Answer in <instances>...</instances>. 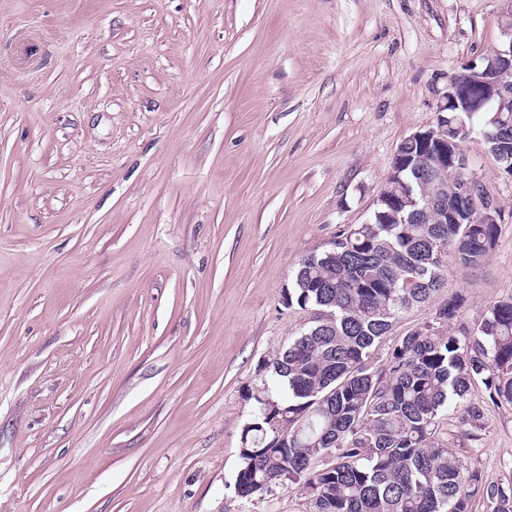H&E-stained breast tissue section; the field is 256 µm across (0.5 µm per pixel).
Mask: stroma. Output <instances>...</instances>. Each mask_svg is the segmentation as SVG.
<instances>
[{"label": "stroma", "instance_id": "1", "mask_svg": "<svg viewBox=\"0 0 512 512\" xmlns=\"http://www.w3.org/2000/svg\"><path fill=\"white\" fill-rule=\"evenodd\" d=\"M512 0H0V512H306L239 497L266 364L307 325L297 264L365 223L450 71ZM449 329L512 293V179ZM512 485V406L478 439Z\"/></svg>", "mask_w": 512, "mask_h": 512}]
</instances>
